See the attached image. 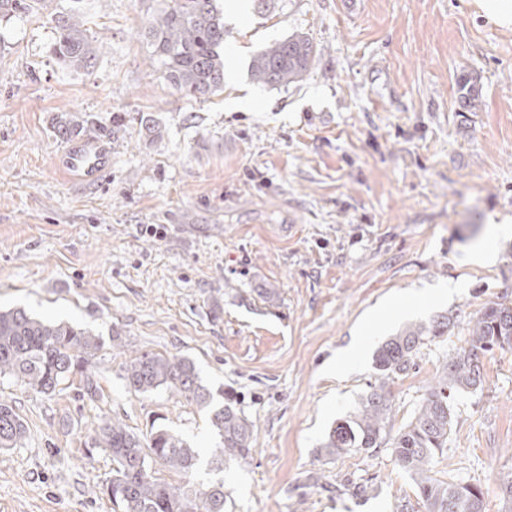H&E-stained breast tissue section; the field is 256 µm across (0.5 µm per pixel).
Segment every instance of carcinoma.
Listing matches in <instances>:
<instances>
[{
  "label": "carcinoma",
  "mask_w": 512,
  "mask_h": 512,
  "mask_svg": "<svg viewBox=\"0 0 512 512\" xmlns=\"http://www.w3.org/2000/svg\"><path fill=\"white\" fill-rule=\"evenodd\" d=\"M148 27L152 60L172 85L191 98L212 95L224 88V16L214 0H166ZM33 0H0L5 16H26ZM79 14L56 19L57 38L52 52L63 65L90 66L97 51L82 29ZM318 50L307 36L293 34L273 42L253 57L251 74L263 86H288L304 79ZM465 104L474 108L479 98L477 82L461 83ZM455 327L453 318L441 314L427 322L405 326L385 340L374 353L377 383L356 411L338 421L323 446L328 455L369 450L380 445L392 412L388 381L415 366L424 340L442 339ZM466 346L445 359L427 388L413 420L392 439L398 466L410 474L425 512H484L482 491L470 484L444 482L431 475L434 458L448 445L452 405L460 393L483 389L481 358L495 351H512V306L489 301L471 317ZM102 346L100 337L66 323L44 321L24 309L0 310V376H9L43 394L55 392L69 375L85 370L87 356ZM125 385L138 393L167 389L195 402L209 415L220 442L218 463L248 458L252 423L238 402L220 404L201 383L187 358L143 353L123 367ZM27 428L15 407L0 399V448H15ZM91 449L112 456V478L102 493L112 512H224V482L193 487L175 486L155 476V466L188 476L200 456L187 441L164 427L144 434L107 420L92 437Z\"/></svg>",
  "instance_id": "carcinoma-1"
}]
</instances>
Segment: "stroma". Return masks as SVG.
Segmentation results:
<instances>
[{
  "label": "stroma",
  "instance_id": "35a3bbf8",
  "mask_svg": "<svg viewBox=\"0 0 512 512\" xmlns=\"http://www.w3.org/2000/svg\"><path fill=\"white\" fill-rule=\"evenodd\" d=\"M477 2L276 0L262 13L257 0H218L224 89L200 99L151 64L144 33L162 0H46L0 17V307L103 339L86 365L94 398L79 374L50 395L0 378L27 427L21 446L0 449V512H112L100 492L112 458L89 449L106 417L198 448L190 481L223 482L226 512H399L415 500L389 441L475 312L512 304V25ZM73 9L98 53L86 69L50 52L56 17ZM296 33L319 51L306 78L254 82L253 56ZM465 77L480 89L468 112ZM78 138L112 151L94 180L59 166ZM439 314L455 326L390 380L380 447L324 455L376 382L377 347ZM354 338L359 363L338 373ZM144 352L190 359L203 385L236 397L253 423L246 461L213 464L195 402L126 387L123 363ZM483 364V389L452 401L432 474L503 512L512 353Z\"/></svg>",
  "mask_w": 512,
  "mask_h": 512
}]
</instances>
